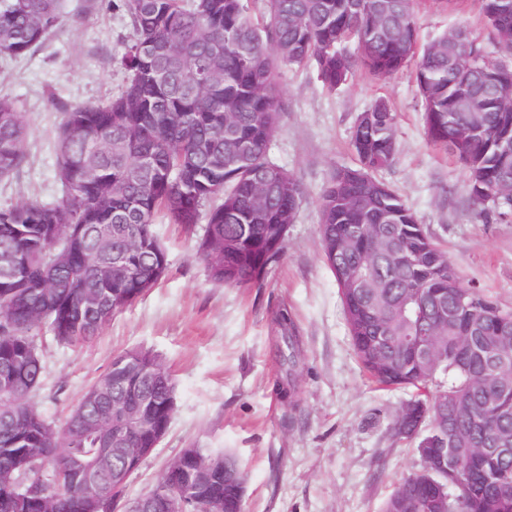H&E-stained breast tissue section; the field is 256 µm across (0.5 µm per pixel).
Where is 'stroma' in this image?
<instances>
[{
    "instance_id": "1",
    "label": "stroma",
    "mask_w": 512,
    "mask_h": 512,
    "mask_svg": "<svg viewBox=\"0 0 512 512\" xmlns=\"http://www.w3.org/2000/svg\"><path fill=\"white\" fill-rule=\"evenodd\" d=\"M415 12L423 45L457 24L486 34L475 0L453 7L417 0ZM130 37L129 20L112 0H60L59 24L43 46L0 56V97L14 100L28 124L27 162L18 177L0 182V206L60 197L54 169L61 108L105 104L120 94ZM278 82L279 129L268 155L302 185L304 197L263 284L213 282L196 255L204 224L187 234L157 218L168 252L165 278L89 342L70 347L44 336L43 386L34 403L63 424L115 356L149 350L171 370L176 408L160 445L129 480L128 496L150 488L182 449L203 448L232 452L245 467L244 512H381L401 478L422 466L415 444L392 433L412 392L382 390L365 377L318 236L323 190L334 172L358 164L351 146L358 115L376 98L389 100L400 154L383 179L447 250L464 284L508 312L512 219L479 214L465 169L428 142L412 69L387 78L361 70L329 91L313 65H287ZM53 97L59 107L50 105ZM284 307L300 338L290 403L277 393L285 374L276 355L287 345L274 316Z\"/></svg>"
}]
</instances>
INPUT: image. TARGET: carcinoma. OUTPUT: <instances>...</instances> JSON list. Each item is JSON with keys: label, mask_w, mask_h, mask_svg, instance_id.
<instances>
[{"label": "carcinoma", "mask_w": 512, "mask_h": 512, "mask_svg": "<svg viewBox=\"0 0 512 512\" xmlns=\"http://www.w3.org/2000/svg\"><path fill=\"white\" fill-rule=\"evenodd\" d=\"M478 2L487 40L457 25L421 50L415 0H264L260 22L246 0L114 4L132 27L125 90L104 105L63 107L59 200L0 207V512H90L95 501L121 512L112 473L141 464L169 429L174 380L143 350L119 354L86 391L82 425L58 427L32 401L43 384L42 331L61 344L90 341L166 275L157 214L188 231L206 213L197 252L217 283L259 285L282 256L303 189L267 154L280 65L314 63L329 91L359 63L378 76L414 68L428 140L462 164L475 207L512 217V150L500 146L512 141V0ZM58 20L59 0H0V54H27ZM396 122L383 98L358 116V166L336 171L320 197L321 254L369 378L454 406L419 440L446 433L468 455V470L441 477L448 505L512 512V312L495 328L453 314L458 296L491 303L459 276L448 287V253L378 177L397 161ZM27 135L23 114L1 98L0 179L19 174ZM277 323L291 383L298 350L288 308ZM419 336L433 339L437 363L415 358L409 344ZM118 403L131 413L129 456L112 454ZM92 460L102 469L95 484L83 474ZM431 492L416 471L383 512H408Z\"/></svg>", "instance_id": "carcinoma-1"}]
</instances>
